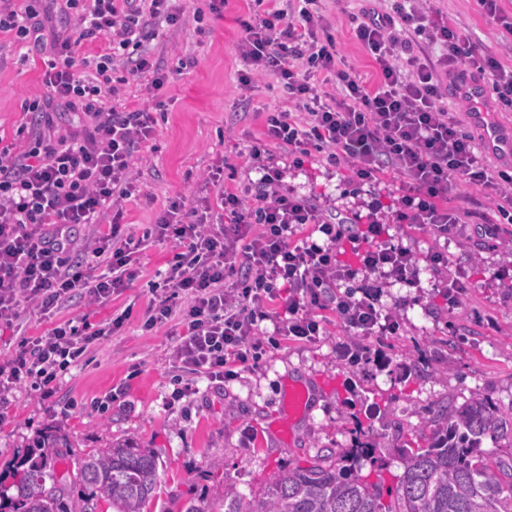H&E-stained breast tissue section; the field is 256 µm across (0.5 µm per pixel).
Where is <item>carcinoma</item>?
Wrapping results in <instances>:
<instances>
[{
	"label": "carcinoma",
	"instance_id": "1",
	"mask_svg": "<svg viewBox=\"0 0 512 512\" xmlns=\"http://www.w3.org/2000/svg\"><path fill=\"white\" fill-rule=\"evenodd\" d=\"M358 442L328 450L311 465L278 469L262 492L247 499L224 486V512H512V413L493 399L474 398L430 413L404 439V471L383 500L378 484L344 462L370 454V427L356 421ZM508 442L510 451L486 453L482 439ZM70 438L47 428L14 473L16 495L0 498V512H143L159 480L158 457L134 440L110 442L80 454L77 473L67 465ZM83 493L71 496L70 480Z\"/></svg>",
	"mask_w": 512,
	"mask_h": 512
}]
</instances>
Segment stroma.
<instances>
[{
	"mask_svg": "<svg viewBox=\"0 0 512 512\" xmlns=\"http://www.w3.org/2000/svg\"><path fill=\"white\" fill-rule=\"evenodd\" d=\"M203 5V0H179L180 26L143 44L175 74L159 98L148 94L140 78L121 86L112 100L120 109L150 108L155 118L152 139L134 154L139 189L124 201L120 219L138 233L155 224L173 199L200 196L205 174L219 160L227 162L226 187L240 189L255 180L248 149L262 138L266 113L288 106L273 78L261 79L248 94L238 87L242 62L233 51L240 35L235 19L260 12L257 0H229L223 18L208 14L196 20ZM363 5V0H324L322 9L347 67L371 86L376 67L351 35V18ZM436 6L479 49L512 59V37H503L484 17L480 0H437ZM44 60L14 34L0 33V147L28 141V106L47 93ZM283 182L342 210L376 198L391 201L400 185L390 171L377 181L352 184L346 170L318 152L303 167H284ZM511 241L512 224L457 227L445 245L448 271L461 274L466 289L451 307L429 270H422L416 288L380 281L383 304L401 306L400 329L393 336L362 338L361 344L383 355V367L348 366L338 359L336 348L347 335L328 311L327 332L314 342L275 335L272 322H263L266 353L259 367L237 368L221 382L202 378L192 387L172 361L171 325L150 333L141 328L150 285L174 254L171 247L147 245L139 254L138 277L110 302L90 305L76 299L50 318L26 309L18 331L0 336L1 360L21 338L42 335L55 323L103 324L125 307L133 309L119 332L61 371L51 398L38 401L21 385L0 404V495L14 494L13 467L42 429L56 426L81 451L124 438L153 449L160 482L147 512L192 507L224 512L218 490L225 484L247 495L278 467L307 465L324 448L353 447L355 420L375 403L382 407L369 436L376 450L359 457L355 467L390 490L403 472L398 427H419L429 411L484 395L503 409L512 408V281L497 275ZM292 378L310 387L313 402L285 441L274 435L272 425L283 414L284 390Z\"/></svg>",
	"mask_w": 512,
	"mask_h": 512,
	"instance_id": "stroma-1",
	"label": "stroma"
}]
</instances>
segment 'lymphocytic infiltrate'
Segmentation results:
<instances>
[{"instance_id": "obj_1", "label": "lymphocytic infiltrate", "mask_w": 512, "mask_h": 512, "mask_svg": "<svg viewBox=\"0 0 512 512\" xmlns=\"http://www.w3.org/2000/svg\"><path fill=\"white\" fill-rule=\"evenodd\" d=\"M59 13L73 17V25L56 28ZM180 21L174 0H42L38 9L0 0V31L50 53L47 94L29 107L35 115L29 143L0 147V332L15 328L23 308L45 315L76 297L102 305L136 279L139 244L107 218L121 215L136 189L132 158L152 138L155 119L147 107L120 112L111 106L119 93L112 71L118 52L136 47L123 72L161 91L173 75L140 46ZM352 23L376 65L375 85L339 67L319 0L239 20L240 89L271 75L290 103L267 115L263 138L250 149L259 177L243 190L230 189L223 166H216L204 179L215 197L191 206L172 200L145 232L155 243L172 244L175 253L151 288L143 328L177 320L174 356L189 373L221 380L231 376L232 365L257 361L264 321L276 335L315 340L323 333L316 313L330 306L350 335L396 334L398 319L384 311L371 278L415 288L420 268L409 249L392 243L388 227L413 224L447 238L470 218L448 203L458 186L488 190L498 223H512V168H492L462 131L458 114L439 105L443 77L469 72L486 76L492 97L512 110V66L471 44L427 0H391L390 10H364ZM97 38L107 40L105 53L78 57L82 42ZM326 81L336 85L337 97L323 91ZM298 111L306 122L295 119ZM60 112H78L84 120L58 137ZM274 143L287 145L296 167L312 151L325 153L359 184L396 171L401 187L393 208L370 204L333 218L319 199L285 187ZM79 224L96 228L83 242L73 234ZM346 242L355 264L338 258ZM128 318L121 313L90 332L67 322L22 339L0 362V395L29 382L40 399L52 397L58 371Z\"/></svg>"}]
</instances>
